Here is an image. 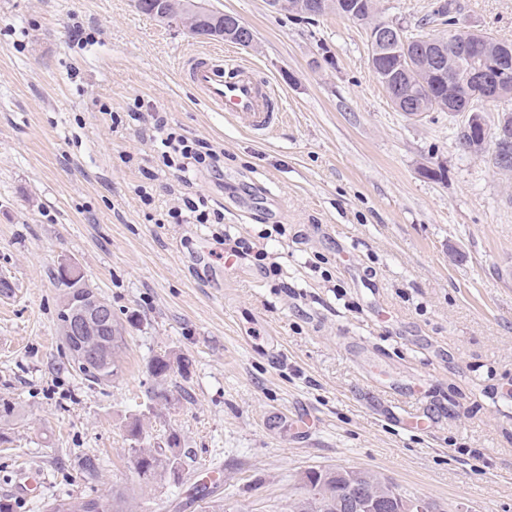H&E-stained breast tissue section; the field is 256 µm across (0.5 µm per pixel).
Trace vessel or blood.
<instances>
[{
  "instance_id": "1",
  "label": "vessel or blood",
  "mask_w": 512,
  "mask_h": 512,
  "mask_svg": "<svg viewBox=\"0 0 512 512\" xmlns=\"http://www.w3.org/2000/svg\"><path fill=\"white\" fill-rule=\"evenodd\" d=\"M180 72L210 111L225 113L259 135L279 126L282 112L270 83L237 58L207 50L185 58Z\"/></svg>"
}]
</instances>
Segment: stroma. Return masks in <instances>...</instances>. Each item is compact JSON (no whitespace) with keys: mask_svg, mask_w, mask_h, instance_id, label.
Returning a JSON list of instances; mask_svg holds the SVG:
<instances>
[{"mask_svg":"<svg viewBox=\"0 0 512 512\" xmlns=\"http://www.w3.org/2000/svg\"><path fill=\"white\" fill-rule=\"evenodd\" d=\"M254 34L230 42L271 80L286 123L262 139L212 112L179 76L212 41L134 0H0V498L44 512L68 496L133 485L128 433L176 435L180 481L134 512H288L311 468L370 470L440 512H512V181L457 147L460 117L397 112L363 25L204 0ZM434 0H379L384 18L447 36ZM461 23L512 39V0H457ZM96 31L86 48L76 27ZM166 112L224 151V185L196 189L255 261L225 267L214 226L161 224L173 174L146 181L147 137L101 104ZM155 198L144 206L136 192ZM74 261L125 327L121 373L91 386L55 330ZM188 361L152 405L148 362ZM100 460L85 481L79 456ZM223 480L192 495L208 470ZM36 474L29 489L24 473Z\"/></svg>","mask_w":512,"mask_h":512,"instance_id":"35a3bbf8","label":"stroma"}]
</instances>
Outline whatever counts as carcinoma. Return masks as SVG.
<instances>
[{"instance_id": "obj_1", "label": "carcinoma", "mask_w": 512, "mask_h": 512, "mask_svg": "<svg viewBox=\"0 0 512 512\" xmlns=\"http://www.w3.org/2000/svg\"><path fill=\"white\" fill-rule=\"evenodd\" d=\"M434 15L441 20V24L448 26V31L457 29L460 22L458 8L453 3H444L435 10ZM403 35L410 40L407 49L397 54L386 55L380 58L381 68L376 70L378 79L385 89L390 101H395L397 93L395 86L399 81L411 88L414 97L411 102L420 113L446 112L450 109L459 110L464 105V99L457 96V92L464 86L471 84L466 70H461L451 76L438 74H422L419 68L417 53L421 47L411 42L416 34L404 31ZM458 144L463 151L475 156H482L486 147L467 134L464 130L458 132ZM491 161L493 166L505 172H512V140L507 144L493 150ZM55 279L58 287L62 288V299L56 318V330L61 336L64 348H69L63 329L66 325L65 316L74 307L77 290L89 288L91 284L85 278L80 267H74L70 276L65 277L56 272ZM112 324V341L103 346L106 351L105 361L95 371H88L74 354H69L72 367L80 373L89 385H102L112 381L122 372V355L125 348V328L114 313H109ZM186 368L184 364H174L165 356H156L148 364V371L154 380L150 400L167 402L170 398L168 378L174 368ZM131 436L139 444L135 449L133 468L138 477L139 488L150 486L157 478L169 476L180 480L178 463L175 458L165 454L160 447L152 444L144 445L147 438L144 425L140 419H135L129 429ZM83 476L88 480H95L99 476L98 458L90 455L84 456L78 463ZM303 482L307 495L294 499L289 503L290 512H341L337 504L344 500L349 484L364 483L375 489H382L386 485L385 479L378 474L364 470L351 471L345 469H309L304 473ZM135 489L118 488L105 496L71 497L57 499L47 505L46 512H129L131 502L134 500Z\"/></svg>"}]
</instances>
